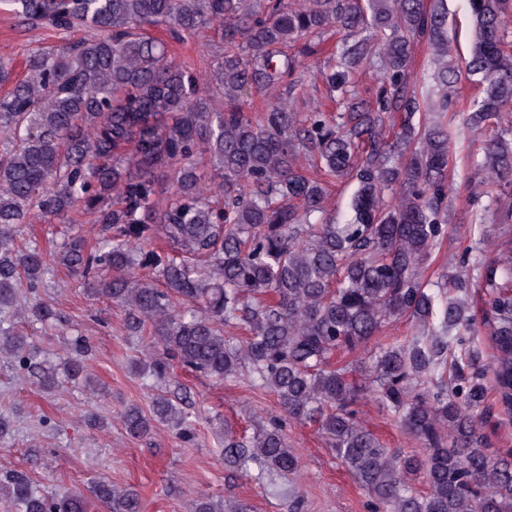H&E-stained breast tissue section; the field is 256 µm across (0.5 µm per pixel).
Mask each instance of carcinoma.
<instances>
[{
  "mask_svg": "<svg viewBox=\"0 0 512 512\" xmlns=\"http://www.w3.org/2000/svg\"><path fill=\"white\" fill-rule=\"evenodd\" d=\"M473 41L466 59L478 94L463 109L472 131L512 110V0H467ZM21 22L88 35L32 52L26 75L0 96V310L44 287L49 260L36 246H14V229L40 219L95 215L98 246L66 235L53 255L86 285L123 308L138 332L149 323L169 359L218 379L247 368L250 382L276 394L289 419L318 426L329 447L369 493L370 512H512V458L492 457L481 432L488 406L486 372L498 403L512 412V238L486 264L466 250L464 269L438 289L422 266L442 243V204L452 132L437 123L422 146L409 121L420 111L412 47L425 40L443 111L458 74L446 13L426 0H8ZM162 25L176 39L220 31L210 73L175 61L145 35ZM381 35L372 43L364 31ZM339 36L338 63L322 76L343 111L299 112L251 90L286 84L305 96L306 58L324 36ZM302 46H296V42ZM379 56L375 104L359 98L354 76ZM478 170L489 204L474 223L512 199V128L483 140ZM209 155L211 168L197 164ZM309 159L310 167L298 164ZM172 198L159 205V176ZM350 175L358 190L348 224L324 217L330 180ZM484 290L483 326L495 355L480 362L468 311L470 288ZM29 321L61 322L49 304L24 307ZM406 317L422 327L403 342L379 344L370 386L425 447L403 455L359 421L349 365L340 353L367 348L382 325ZM238 325L245 338L224 335ZM464 347L455 355V348ZM86 339L67 360L85 377ZM45 389L53 373L36 362L19 330L0 327V356ZM134 437L151 421L191 437L187 414L158 395L152 414L122 415ZM224 461L244 470L294 472L280 421L253 436L224 439ZM421 474L418 493L410 476ZM12 512H141L139 494L104 479L85 488L47 489L23 472L7 486Z\"/></svg>",
  "mask_w": 512,
  "mask_h": 512,
  "instance_id": "cac0c4a2",
  "label": "carcinoma"
}]
</instances>
